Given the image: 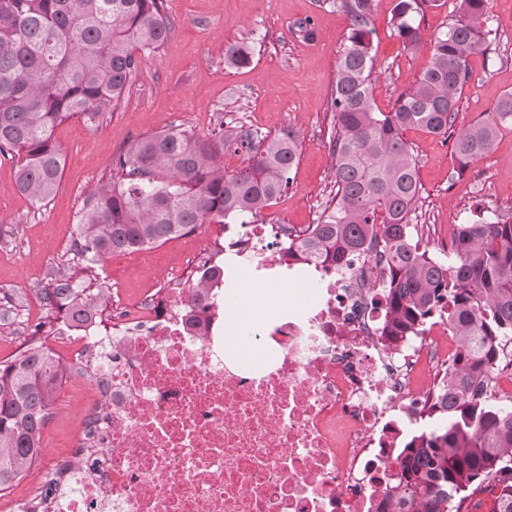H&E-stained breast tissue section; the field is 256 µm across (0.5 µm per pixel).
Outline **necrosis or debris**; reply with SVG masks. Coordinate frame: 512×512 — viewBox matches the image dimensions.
I'll return each instance as SVG.
<instances>
[{"label": "necrosis or debris", "instance_id": "necrosis-or-debris-1", "mask_svg": "<svg viewBox=\"0 0 512 512\" xmlns=\"http://www.w3.org/2000/svg\"><path fill=\"white\" fill-rule=\"evenodd\" d=\"M300 236L253 222L233 243L296 287L285 317L246 333L259 372L226 366L206 320L217 295L193 309L189 289L147 293L71 327L58 354L96 368L98 398L47 512H375L399 460L394 420H418L459 344L443 320L387 340L379 242L328 266L289 255Z\"/></svg>", "mask_w": 512, "mask_h": 512}]
</instances>
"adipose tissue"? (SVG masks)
I'll list each match as a JSON object with an SVG mask.
<instances>
[{
    "instance_id": "adipose-tissue-1",
    "label": "adipose tissue",
    "mask_w": 512,
    "mask_h": 512,
    "mask_svg": "<svg viewBox=\"0 0 512 512\" xmlns=\"http://www.w3.org/2000/svg\"><path fill=\"white\" fill-rule=\"evenodd\" d=\"M242 268V261H233V276L224 295V358L230 366L252 368L258 364L257 352L244 341V333L259 322L264 311L287 306L290 293L287 286L273 280L244 279Z\"/></svg>"
}]
</instances>
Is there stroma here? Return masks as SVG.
<instances>
[{"label": "stroma", "mask_w": 512, "mask_h": 512, "mask_svg": "<svg viewBox=\"0 0 512 512\" xmlns=\"http://www.w3.org/2000/svg\"><path fill=\"white\" fill-rule=\"evenodd\" d=\"M174 27L167 44L145 58L112 112L94 127L79 117L57 126L62 154L61 184L48 203H32L16 182L17 160L0 157V311L12 308L0 326V361L11 358L32 332L59 339L66 326L49 317L38 290L52 270L71 263L80 209L87 194L106 181L112 161L135 139L173 128L211 135L218 125H246L275 136L294 131L297 155L285 191L262 215L291 224H311L330 200L332 128L330 96L349 21L336 0H165ZM394 0H375L373 98L381 111L427 67L428 50L404 48L390 25ZM495 44L469 59L456 125L484 119L512 92V0H491ZM245 47L250 62H224L226 46ZM404 137L417 162L421 185L416 221L420 245L429 254L445 250L451 224H468L492 214H512V130H501L491 151L464 173L451 141L418 129ZM226 244L220 225L134 252H116L100 272V285L136 298L149 289L167 293L192 283L189 255L203 242ZM79 381L63 380L43 429L44 453L58 455L76 437L81 416Z\"/></svg>", "instance_id": "35a3bbf8"}]
</instances>
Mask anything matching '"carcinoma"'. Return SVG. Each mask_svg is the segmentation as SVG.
<instances>
[{"label":"carcinoma","mask_w":512,"mask_h":512,"mask_svg":"<svg viewBox=\"0 0 512 512\" xmlns=\"http://www.w3.org/2000/svg\"><path fill=\"white\" fill-rule=\"evenodd\" d=\"M374 2L336 0L350 22L331 94L336 192L299 255L338 264L381 238L389 257L387 336H417L444 317L461 345L454 369L423 411L430 422L405 442L388 501L376 512H472L479 490L494 495V512H512V405L488 392L495 372L512 368V217L458 225L451 264L429 256L409 224L421 186L403 136L408 129L442 136L453 129L469 58L497 40L490 0H457L456 22L427 43L417 17L441 0H395L393 31L411 52L429 47L430 61L387 112L372 96ZM171 31L164 0H0V156L21 157L17 185L32 202L58 190L57 125L78 115L93 127L112 113L143 58ZM224 59L244 65L249 55L230 44ZM505 128H512V93L456 134L457 169L489 153ZM228 143L247 153V166L235 175L224 171ZM296 151L291 130L269 139L243 125L228 135L221 129L201 137L178 128L135 140L113 160L115 175L83 203L76 263L39 289L48 313L63 315L71 326L103 311L108 291L90 292L76 280L97 277L114 252L261 215L289 185ZM222 283L224 266L204 264L190 288L209 295ZM68 372L34 340L0 361V492L40 456L41 431Z\"/></svg>","instance_id":"1"}]
</instances>
